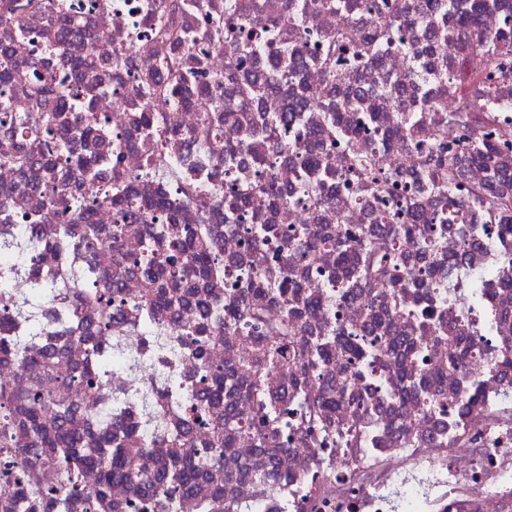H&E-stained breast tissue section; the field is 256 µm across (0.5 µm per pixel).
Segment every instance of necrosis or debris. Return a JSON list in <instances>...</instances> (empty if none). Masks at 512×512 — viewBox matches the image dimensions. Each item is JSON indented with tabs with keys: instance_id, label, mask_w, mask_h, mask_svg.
Listing matches in <instances>:
<instances>
[{
	"instance_id": "necrosis-or-debris-1",
	"label": "necrosis or debris",
	"mask_w": 512,
	"mask_h": 512,
	"mask_svg": "<svg viewBox=\"0 0 512 512\" xmlns=\"http://www.w3.org/2000/svg\"><path fill=\"white\" fill-rule=\"evenodd\" d=\"M448 2L0 0V244L35 225L43 258L10 272L11 293L56 285L34 311L38 336L19 320L0 329L30 336L48 372L0 353V389L64 394L80 447L112 432L145 456L154 482L113 481L112 512H167L158 476L228 419L221 486L202 476L174 489L177 512H512V211L492 208L512 197V75L468 48ZM458 111L463 123L448 122ZM29 112L69 126V141L18 136ZM468 136L494 163L466 150ZM350 148L374 159L384 189L301 164ZM436 156L457 173L444 189L424 178ZM81 163L139 207L114 241L118 207L100 199L90 250L56 236L84 196ZM163 224L203 226L224 280L149 316L164 281L138 259L146 244L165 250ZM379 233L389 263L352 275ZM80 268L116 287L110 318L90 300L68 315L61 295ZM283 279L297 291L289 307L273 290ZM283 324L288 351L253 391L242 365ZM191 326L204 348L183 338ZM329 334L359 353L311 367ZM94 345L111 351L110 373ZM207 366L221 386L202 382Z\"/></svg>"
}]
</instances>
